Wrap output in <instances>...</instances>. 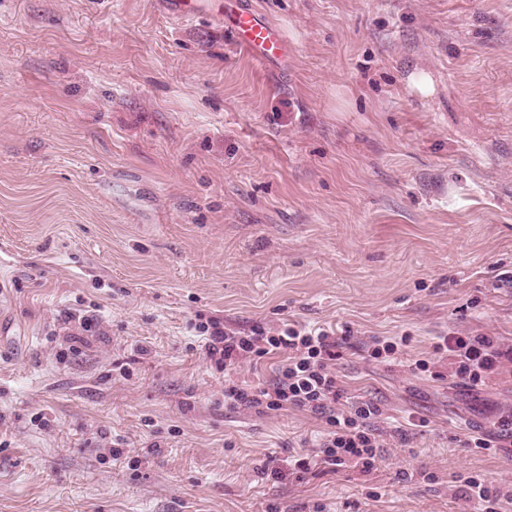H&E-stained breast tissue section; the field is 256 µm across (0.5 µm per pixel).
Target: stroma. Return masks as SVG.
<instances>
[{"label": "stroma", "mask_w": 512, "mask_h": 512, "mask_svg": "<svg viewBox=\"0 0 512 512\" xmlns=\"http://www.w3.org/2000/svg\"><path fill=\"white\" fill-rule=\"evenodd\" d=\"M244 2L287 60L154 0H0V512H474L466 476L512 491V450L462 443L512 410V363L473 388L436 348L512 347V0ZM212 318L345 337L374 468L273 476L323 423L225 408ZM374 336L408 342L374 359Z\"/></svg>", "instance_id": "stroma-1"}]
</instances>
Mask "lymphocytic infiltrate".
<instances>
[{
  "label": "lymphocytic infiltrate",
  "mask_w": 512,
  "mask_h": 512,
  "mask_svg": "<svg viewBox=\"0 0 512 512\" xmlns=\"http://www.w3.org/2000/svg\"><path fill=\"white\" fill-rule=\"evenodd\" d=\"M197 330L205 340L207 357L229 374L224 381L225 406L260 413L297 409L320 416L326 424L319 439L321 463L332 469H373L381 444L372 422L380 410L368 401L338 407L341 393L332 369L338 342L330 332L286 325L258 326L244 335L214 320L198 325ZM439 346L450 353L458 378L473 385L512 361V349H502L489 336L454 332L441 337ZM277 354L283 361L271 383L251 385L232 379L241 364Z\"/></svg>",
  "instance_id": "1"
}]
</instances>
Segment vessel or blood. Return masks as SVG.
Returning <instances> with one entry per match:
<instances>
[{"label": "vessel or blood", "instance_id": "obj_1", "mask_svg": "<svg viewBox=\"0 0 512 512\" xmlns=\"http://www.w3.org/2000/svg\"><path fill=\"white\" fill-rule=\"evenodd\" d=\"M159 5L166 16L178 22L208 14L259 62L279 59L288 51L282 31L261 20L252 9L243 5L242 0H220L209 10L203 9L199 0H159Z\"/></svg>", "mask_w": 512, "mask_h": 512}]
</instances>
